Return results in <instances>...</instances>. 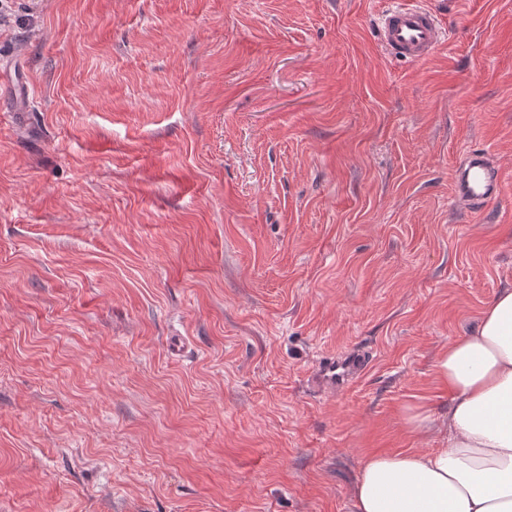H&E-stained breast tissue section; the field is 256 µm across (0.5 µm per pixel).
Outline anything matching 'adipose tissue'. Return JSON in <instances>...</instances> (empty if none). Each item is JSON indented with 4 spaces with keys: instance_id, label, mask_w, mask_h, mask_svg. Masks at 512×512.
I'll list each match as a JSON object with an SVG mask.
<instances>
[{
    "instance_id": "1",
    "label": "adipose tissue",
    "mask_w": 512,
    "mask_h": 512,
    "mask_svg": "<svg viewBox=\"0 0 512 512\" xmlns=\"http://www.w3.org/2000/svg\"><path fill=\"white\" fill-rule=\"evenodd\" d=\"M434 374L448 393L439 448L370 454L350 512H512V288L438 354Z\"/></svg>"
}]
</instances>
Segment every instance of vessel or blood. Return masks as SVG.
<instances>
[{"label": "vessel or blood", "mask_w": 512, "mask_h": 512, "mask_svg": "<svg viewBox=\"0 0 512 512\" xmlns=\"http://www.w3.org/2000/svg\"><path fill=\"white\" fill-rule=\"evenodd\" d=\"M381 47L394 57L421 62L445 40L437 12L425 0H398L378 24ZM504 185L500 169L492 165L486 149L470 147L461 155L453 182L452 200L467 213L483 211L496 199Z\"/></svg>", "instance_id": "1"}]
</instances>
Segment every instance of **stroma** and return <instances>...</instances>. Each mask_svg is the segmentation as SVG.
Listing matches in <instances>:
<instances>
[{
    "instance_id": "obj_1",
    "label": "stroma",
    "mask_w": 512,
    "mask_h": 512,
    "mask_svg": "<svg viewBox=\"0 0 512 512\" xmlns=\"http://www.w3.org/2000/svg\"><path fill=\"white\" fill-rule=\"evenodd\" d=\"M427 3L409 63L388 0H0V512H349L438 447L405 409L512 287V0ZM396 4L378 24L380 46L404 61L426 60L445 40L436 10L420 0H401ZM504 176L484 148H467L457 164L452 200L467 213L481 212L503 189Z\"/></svg>"
}]
</instances>
